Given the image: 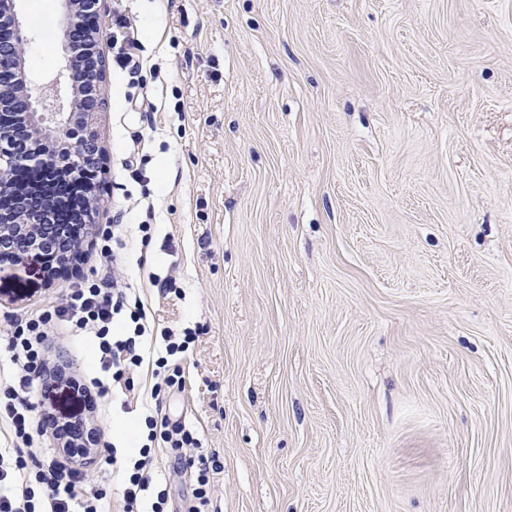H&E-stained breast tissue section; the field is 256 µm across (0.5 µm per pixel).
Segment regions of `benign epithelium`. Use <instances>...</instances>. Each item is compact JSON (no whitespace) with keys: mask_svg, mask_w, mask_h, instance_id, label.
Segmentation results:
<instances>
[{"mask_svg":"<svg viewBox=\"0 0 512 512\" xmlns=\"http://www.w3.org/2000/svg\"><path fill=\"white\" fill-rule=\"evenodd\" d=\"M18 0H0V195L9 190V181L18 169L37 167L42 173L52 175L57 170L79 171L85 161L102 163V152L97 141L92 114L99 110L100 103L84 112L77 111L76 100L69 105L61 103L56 85L35 89L26 78L25 59L29 39L28 23L17 9ZM100 0H63L66 26L63 31L62 70L73 77L72 19L79 12L88 17L90 27L95 30ZM34 136L48 144L44 153L35 155L20 153L15 142L22 137ZM37 197L33 196L14 211L0 210V261L21 263L36 260L47 264V255L58 258L65 254L66 260L57 262L54 278L73 272V260L82 242L60 249L58 242L49 240L43 244L25 239L30 233L51 229L31 219L36 211ZM62 450L80 449L82 456L94 451L95 439L92 431L81 433L80 438H61Z\"/></svg>","mask_w":512,"mask_h":512,"instance_id":"obj_1","label":"benign epithelium"}]
</instances>
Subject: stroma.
<instances>
[{"label":"stroma","mask_w":512,"mask_h":512,"mask_svg":"<svg viewBox=\"0 0 512 512\" xmlns=\"http://www.w3.org/2000/svg\"><path fill=\"white\" fill-rule=\"evenodd\" d=\"M19 10L39 86L63 5ZM98 22L96 220L126 225L155 329L198 335L166 407L221 466L206 512H512V0H101ZM99 271L91 244L52 284L0 265V332ZM48 351L37 420L111 443L143 420L119 393L86 409L88 339ZM178 468L155 466L171 512ZM138 51H140L139 39L134 34L124 36L117 49L116 63L125 68L130 64L133 69L139 67Z\"/></svg>","instance_id":"obj_1"}]
</instances>
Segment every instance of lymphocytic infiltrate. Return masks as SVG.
Wrapping results in <instances>:
<instances>
[{
    "label": "lymphocytic infiltrate",
    "instance_id": "1",
    "mask_svg": "<svg viewBox=\"0 0 512 512\" xmlns=\"http://www.w3.org/2000/svg\"><path fill=\"white\" fill-rule=\"evenodd\" d=\"M111 225L99 227L97 246L105 273L68 288L64 298L37 315L18 317L8 325L6 348L16 369L0 383V407L7 417L10 447L0 448V512H106V494L91 489L71 458L39 447V431L33 425L34 394L45 365L46 347L54 329L64 327L91 337L102 369L110 371L128 402L151 398L155 412L146 416V440L128 459L121 480V512H166V490H153V466L158 450L185 453L189 476L195 481L193 496L207 504L211 477L218 472L201 442L184 425L173 421L164 408L167 395L183 392L186 386L184 362L195 338L192 331L175 336L164 331V356L154 362L155 382L143 389L131 376L145 358L139 345L148 320L145 305L136 288L119 284L112 268Z\"/></svg>",
    "mask_w": 512,
    "mask_h": 512
}]
</instances>
